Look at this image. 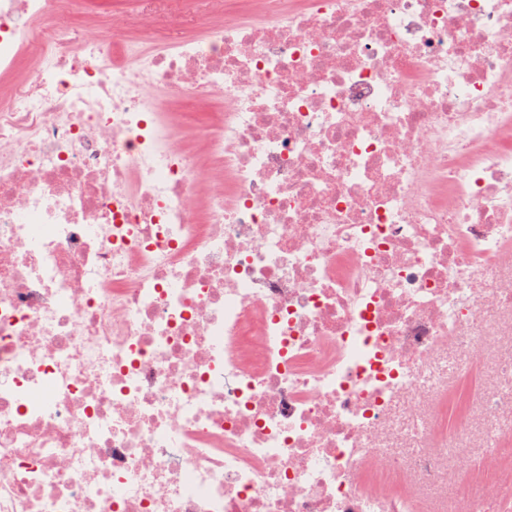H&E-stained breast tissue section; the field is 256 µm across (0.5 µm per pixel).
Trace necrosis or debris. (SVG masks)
<instances>
[{
  "label": "necrosis or debris",
  "mask_w": 512,
  "mask_h": 512,
  "mask_svg": "<svg viewBox=\"0 0 512 512\" xmlns=\"http://www.w3.org/2000/svg\"><path fill=\"white\" fill-rule=\"evenodd\" d=\"M0 0V512H413L512 336V0H264L143 48ZM46 21L42 37L35 25ZM209 98L182 112L156 91ZM418 414V413H417ZM453 512H512L454 460ZM37 67V62L29 57H25L18 68L11 74L0 76V97H5L18 88L22 82L33 76ZM448 375H455L458 384L455 390L448 394V403H443L448 429L452 427L455 416L464 414L469 405L470 389L489 383L495 375V361L489 354L471 357L448 350Z\"/></svg>",
  "instance_id": "1"
}]
</instances>
